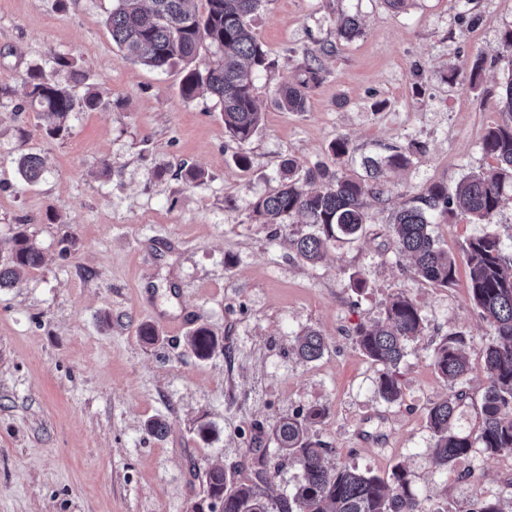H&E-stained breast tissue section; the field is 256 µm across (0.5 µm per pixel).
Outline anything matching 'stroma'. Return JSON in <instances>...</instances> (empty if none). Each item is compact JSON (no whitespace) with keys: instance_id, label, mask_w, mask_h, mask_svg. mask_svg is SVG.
<instances>
[{"instance_id":"stroma-1","label":"stroma","mask_w":512,"mask_h":512,"mask_svg":"<svg viewBox=\"0 0 512 512\" xmlns=\"http://www.w3.org/2000/svg\"><path fill=\"white\" fill-rule=\"evenodd\" d=\"M112 4L0 0V240L24 231L44 255L0 288V512H194L208 503L215 466L248 480L264 469L266 492L288 495L301 469L271 430L315 405L324 415L309 436L329 447V464L384 479L405 469L424 512H471L511 494L510 454L476 450L445 470L430 465L428 411L450 393L434 350L450 333L467 337L455 427L473 433L493 332L470 303L466 272L448 287L414 273L390 216L432 184L452 189L492 166L481 141L507 118L498 50L512 0H407L399 12L383 0H262L251 19L267 50L254 77L261 124L245 144L225 134L211 97L182 98L181 66L122 59L106 26ZM341 14L359 18L360 35L337 38ZM59 54L84 72L76 94L106 106L72 113L52 137L26 108L23 79L39 66L66 81ZM311 54L323 71L306 111L280 110L276 90ZM479 57L478 89L448 83L452 67ZM339 137L350 146L337 157ZM396 150L409 166L367 197L360 236L332 242L317 263L289 243L309 225L267 224L253 212L285 162L361 177L364 159ZM27 154L47 166L34 184L17 170ZM192 168L203 178L188 180ZM431 231L460 264L468 241L488 231L511 251L512 198L492 224L457 219ZM397 294L418 304L423 334L407 347L401 397L389 403L354 330L383 319ZM145 325L154 342L141 339ZM202 325L224 344L206 360L186 343ZM310 328L328 348L306 362L292 344ZM154 419L166 422L164 435L148 432Z\"/></svg>"}]
</instances>
